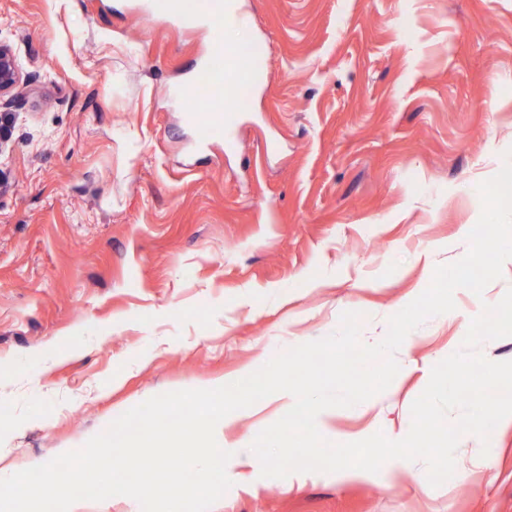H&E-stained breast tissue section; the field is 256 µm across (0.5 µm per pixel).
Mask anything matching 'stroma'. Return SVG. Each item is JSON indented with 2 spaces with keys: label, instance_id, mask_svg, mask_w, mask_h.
Listing matches in <instances>:
<instances>
[{
  "label": "stroma",
  "instance_id": "stroma-1",
  "mask_svg": "<svg viewBox=\"0 0 512 512\" xmlns=\"http://www.w3.org/2000/svg\"><path fill=\"white\" fill-rule=\"evenodd\" d=\"M136 0H0L27 80L0 106V478L81 448L151 397L225 384L361 313V337L460 260L478 185L512 149V0H237L227 36L269 82L235 147H196L171 87L209 36ZM413 330L340 440L410 429L467 334ZM278 419L235 411L227 438ZM457 477L230 472L210 512H512V426L462 437Z\"/></svg>",
  "mask_w": 512,
  "mask_h": 512
}]
</instances>
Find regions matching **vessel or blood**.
I'll use <instances>...</instances> for the list:
<instances>
[{"instance_id":"obj_1","label":"vessel or blood","mask_w":512,"mask_h":512,"mask_svg":"<svg viewBox=\"0 0 512 512\" xmlns=\"http://www.w3.org/2000/svg\"><path fill=\"white\" fill-rule=\"evenodd\" d=\"M145 8L153 14L177 17L187 26L202 23L208 28L211 38L209 53L192 69L187 84L175 88L173 94L190 102L197 98L200 89H207L208 111L187 113V121L199 143L228 138L234 115L227 111L226 105L236 101L240 79L267 81L265 62L243 61L236 49L225 46L224 7L218 2L204 12L187 6L178 7L175 0H146Z\"/></svg>"}]
</instances>
